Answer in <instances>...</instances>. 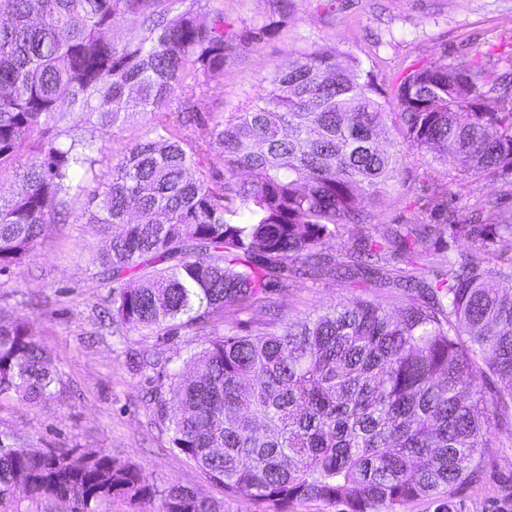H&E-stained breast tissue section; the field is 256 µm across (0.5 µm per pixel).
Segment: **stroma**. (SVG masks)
<instances>
[{
    "instance_id": "obj_1",
    "label": "stroma",
    "mask_w": 512,
    "mask_h": 512,
    "mask_svg": "<svg viewBox=\"0 0 512 512\" xmlns=\"http://www.w3.org/2000/svg\"><path fill=\"white\" fill-rule=\"evenodd\" d=\"M295 8L279 22L271 39H246L253 24L268 19L272 0H224L225 34L238 43V55L224 68V101L211 92L197 96L199 115L224 107L233 112L265 93L273 69L289 51L310 44L336 45L357 58L378 87L392 91L407 73L449 63L501 67L512 54V0H294ZM150 117L135 113L126 123L98 127L93 134L102 150L101 181L112 178V165L125 148L145 139ZM432 193L468 203L492 196L512 201V187L492 179L433 184ZM86 196L72 204V215H50L45 236L25 262L0 272V313L33 321L37 341L53 356L66 388L61 400L29 404L16 396L0 397V431L21 436L38 448L70 446L104 450L137 463L158 485L177 482L224 503V512H261L245 495L226 496L192 460L174 448L165 423L148 400L153 388L127 362L126 354L145 347L170 356L201 349L207 336L191 329L166 336L158 330L128 333L117 342L103 315L111 308L110 288L100 284L91 253L105 239L93 225L79 222ZM410 197L389 192L374 211L371 225H348L326 249L345 260L356 238L380 237L407 221ZM368 298L395 308L400 288H358L350 281L326 277L297 280L288 292H275L272 314L280 321L320 313L341 301ZM500 447L481 458L476 480L455 487L452 495L465 512H492L496 500L512 490V437L500 434Z\"/></svg>"
}]
</instances>
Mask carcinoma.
<instances>
[{
    "mask_svg": "<svg viewBox=\"0 0 512 512\" xmlns=\"http://www.w3.org/2000/svg\"><path fill=\"white\" fill-rule=\"evenodd\" d=\"M0 11V174L16 184L0 194V272L37 245L49 204L64 217L96 184L83 219L108 238L92 264L112 284V335L210 336L174 358L144 348L132 364L168 381L154 401L172 443L224 494L265 512L311 500L400 512L418 499L462 512L451 490L476 476L500 433L512 437V261L493 262V246L512 241V210L490 198L460 207L428 186L512 184V73L421 67L390 101L360 62L343 69L336 47L311 45L288 52L250 107L203 120L197 90L224 98L237 50L210 0H3ZM127 15L138 26L107 38ZM133 103L152 136L100 186L101 149L79 123L113 126ZM387 123L395 138L384 147ZM412 182L404 230L355 240L342 262L324 251L347 225L369 223L367 204ZM338 273L411 293L393 311L357 298L267 318L273 289ZM243 312L252 330L240 335L231 326ZM488 376L499 381L491 392ZM63 388L32 324L1 314L0 396L39 403ZM115 498L224 512L108 453L30 450L0 433V512H52L64 499L70 512H112Z\"/></svg>",
    "mask_w": 512,
    "mask_h": 512,
    "instance_id": "cac0c4a2",
    "label": "carcinoma"
}]
</instances>
